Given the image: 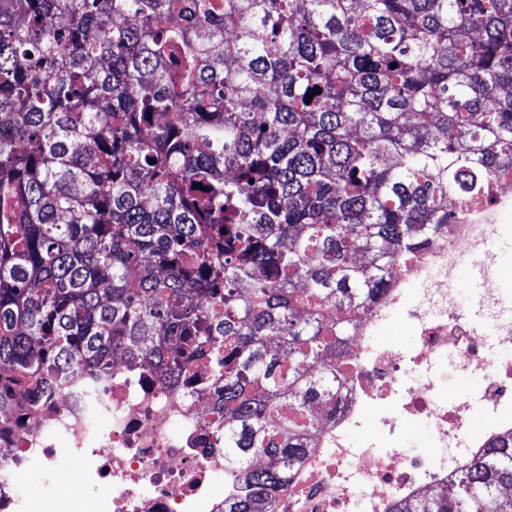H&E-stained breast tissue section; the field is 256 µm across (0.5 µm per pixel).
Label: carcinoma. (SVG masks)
Wrapping results in <instances>:
<instances>
[{
  "label": "carcinoma",
  "instance_id": "1",
  "mask_svg": "<svg viewBox=\"0 0 512 512\" xmlns=\"http://www.w3.org/2000/svg\"><path fill=\"white\" fill-rule=\"evenodd\" d=\"M511 177L512 0H0V419L51 369L204 360L224 512H268L348 309ZM507 488L512 445L389 512Z\"/></svg>",
  "mask_w": 512,
  "mask_h": 512
}]
</instances>
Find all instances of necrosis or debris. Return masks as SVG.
I'll list each match as a JSON object with an SVG mask.
<instances>
[{
	"mask_svg": "<svg viewBox=\"0 0 512 512\" xmlns=\"http://www.w3.org/2000/svg\"><path fill=\"white\" fill-rule=\"evenodd\" d=\"M448 205L460 212L456 223L395 265L377 300L352 307L348 336L324 359L339 372L336 399L310 406L308 448L274 491L273 512H388L398 498L452 495L462 470L512 441V290L495 250L512 179L493 184L490 202ZM466 263L484 283L465 304L455 281ZM398 308L409 351L381 341ZM452 367L481 373L487 427L473 429L469 395L449 391ZM47 384L20 390L19 409L0 421V512H36L64 456L82 491L111 487V512H197L203 500L224 512L241 494V475L218 444L224 419L207 375L175 382L155 362L117 357L107 371ZM367 422L370 432L352 442ZM415 423L428 429L434 453L389 447ZM33 471L43 485L21 487L20 475Z\"/></svg>",
	"mask_w": 512,
	"mask_h": 512,
	"instance_id": "1",
	"label": "necrosis or debris"
}]
</instances>
